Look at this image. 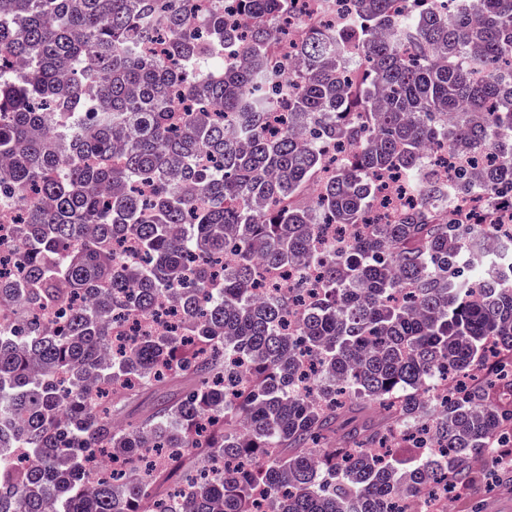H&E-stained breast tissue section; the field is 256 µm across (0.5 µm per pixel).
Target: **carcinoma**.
Listing matches in <instances>:
<instances>
[{"label": "carcinoma", "instance_id": "obj_1", "mask_svg": "<svg viewBox=\"0 0 512 512\" xmlns=\"http://www.w3.org/2000/svg\"><path fill=\"white\" fill-rule=\"evenodd\" d=\"M238 2L242 28L224 0H0V208L19 212L0 242V512H255L259 479L271 512H401L469 484L490 443L512 449L495 399L512 392V241L464 263L478 227L442 214L422 169L429 146L487 150L484 213L512 194V0L453 18L441 0H349L292 61L273 24L296 0ZM399 171L418 202L378 223L377 180ZM259 261L318 270L295 325L297 295L254 293ZM173 291L179 329L112 355V321ZM439 377L457 387L438 411ZM371 407L377 425L328 447ZM98 455L128 460L119 483ZM179 388V385L176 383H167L166 385L159 388V390L155 393L148 391L136 393V395L130 398L127 407L123 411V414L129 417L132 414H145L152 408L158 398L175 392Z\"/></svg>", "mask_w": 512, "mask_h": 512}]
</instances>
